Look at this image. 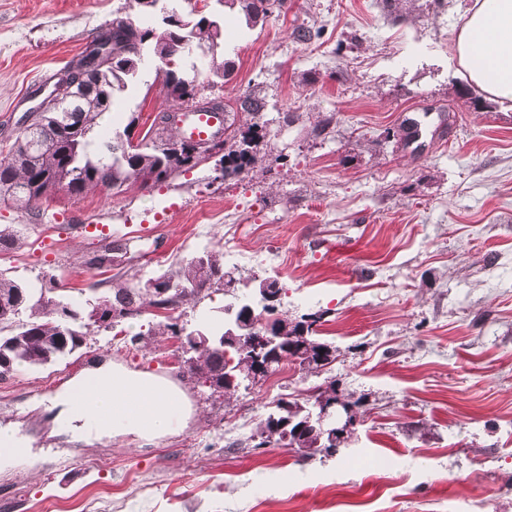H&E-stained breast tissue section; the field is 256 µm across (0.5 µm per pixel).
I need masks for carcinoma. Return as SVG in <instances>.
I'll return each mask as SVG.
<instances>
[{"mask_svg": "<svg viewBox=\"0 0 512 512\" xmlns=\"http://www.w3.org/2000/svg\"><path fill=\"white\" fill-rule=\"evenodd\" d=\"M286 0H251L257 13L272 14L285 7ZM152 27L145 26L130 16L112 20V47L95 62L86 61L81 52L68 69L83 81L94 83L93 74L110 72L113 67L142 52L149 54L147 38ZM210 32L200 28L195 41L205 46V62L191 64L190 71L174 68L183 55L173 56L163 72L155 71L154 81L176 108L185 97L203 99L207 90L214 88V78L228 80L231 72L224 60L217 57ZM108 112L104 104V89L78 100L71 112H51L37 115L29 113L31 120L18 133L7 152H0V201L11 204L5 185L13 186L24 200L16 208L35 213L38 205L63 193L78 200L89 191L108 186L123 191L124 186L139 183L143 186L164 183L188 172L198 164L187 165L179 159L158 156L145 145L137 154L118 162V144L109 140L99 142L94 131ZM224 178L238 176L252 162L249 150L242 148L224 156ZM21 229L14 225L0 226V254L9 252L20 243ZM132 239H104L99 250L109 252L122 249L136 251ZM173 288V292L160 301L143 279L133 275L117 278L104 291L93 284L79 289L81 297L62 293L64 286L55 278L41 282L35 288L7 272L0 270V378L12 375L21 367L38 368L59 363L79 352L87 345L94 329L113 328L118 323L152 314L158 309L166 311L164 319L149 324L148 330L131 338V344L149 345L164 336L178 338L185 328L179 323V309L220 291L236 281L224 270V253L205 250L178 263L177 267L155 276ZM59 291L55 299L51 293ZM27 313V319L19 315ZM271 335L276 338L272 349L280 350L289 360L288 345L294 343L311 352L305 371L318 372L323 364L317 359V350L326 346L312 339L315 332L302 329L303 321H294L283 314L269 322ZM208 343L192 346L183 351L180 364L183 373L197 384L223 397L234 394L242 385V364L247 354L231 344L224 343V331L207 330ZM253 447L272 445L284 448H310L308 456L323 457L335 454L330 435L317 423L297 435L288 436L272 426L265 418L250 436Z\"/></svg>", "mask_w": 512, "mask_h": 512, "instance_id": "carcinoma-1", "label": "carcinoma"}]
</instances>
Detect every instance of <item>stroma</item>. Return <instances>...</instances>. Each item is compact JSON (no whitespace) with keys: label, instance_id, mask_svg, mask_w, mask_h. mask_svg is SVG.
Masks as SVG:
<instances>
[{"label":"stroma","instance_id":"obj_1","mask_svg":"<svg viewBox=\"0 0 512 512\" xmlns=\"http://www.w3.org/2000/svg\"><path fill=\"white\" fill-rule=\"evenodd\" d=\"M469 0L395 17L380 0H288L248 27L219 0H180L224 21L232 68L215 92L231 107L264 99V129L237 178L214 163L122 193L103 187L43 204L41 220L0 203L22 246L0 269L26 282L84 288L112 275L80 264L108 235L139 239L135 267L158 275L206 249L224 268L285 284L289 318L318 315L336 350L327 371L359 420L335 455L247 447L277 399L319 384L280 368L230 401L179 371L177 339L135 347L148 316L91 336L63 362L0 379V426L17 427L33 460L0 470L7 512H512V111L473 108L453 35ZM128 0H0V148L52 83ZM299 27L315 30L307 43ZM159 88L119 96L103 121L169 109ZM334 130L317 138L319 116ZM408 117L422 137L382 132ZM110 361L176 384L186 426L145 443H68L39 408L68 379Z\"/></svg>","mask_w":512,"mask_h":512}]
</instances>
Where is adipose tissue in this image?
<instances>
[{"label":"adipose tissue","instance_id":"obj_1","mask_svg":"<svg viewBox=\"0 0 512 512\" xmlns=\"http://www.w3.org/2000/svg\"><path fill=\"white\" fill-rule=\"evenodd\" d=\"M455 57L471 85L512 107V0H473L454 41ZM129 401L141 404L125 411ZM59 426L84 439L166 434L191 408L172 384L120 365L103 364L59 390L52 399Z\"/></svg>","mask_w":512,"mask_h":512}]
</instances>
